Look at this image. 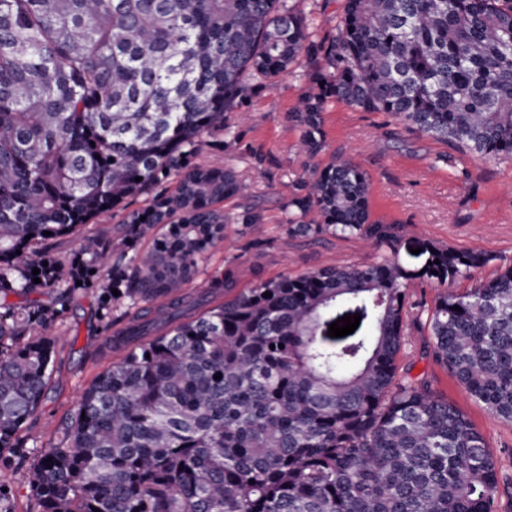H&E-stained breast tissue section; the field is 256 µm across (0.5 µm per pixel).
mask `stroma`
Returning <instances> with one entry per match:
<instances>
[{"mask_svg": "<svg viewBox=\"0 0 512 512\" xmlns=\"http://www.w3.org/2000/svg\"><path fill=\"white\" fill-rule=\"evenodd\" d=\"M312 18L315 40L337 33L344 0H289ZM318 60L298 57L280 74L275 86L258 88L243 100L245 123L236 126L237 138L226 141L223 132L206 136L196 160L233 168L245 182L240 195L225 200L229 216L255 209L259 224H229L223 241L201 257L188 291H204L227 265L237 267L240 287L283 273L299 274L330 266L370 263L378 253L361 238L321 240L291 238L285 232L283 205L294 180L307 174L314 162L331 156L352 160L370 180L373 219L395 227L396 262L407 270L420 269L430 243L473 249L491 261L475 273L489 279L512 265V163L478 160L462 148L419 134L401 120L378 112H362L333 100L323 113L325 150L310 159L299 148V131L289 121L299 99L315 90ZM144 197L126 200L114 211L100 215L77 234L46 241L44 256L70 261L81 244L123 235L122 222L131 211L143 208ZM99 288L75 287L67 312L55 330L62 340L55 361L56 373L45 399L29 421L32 432L42 434L45 446L57 444L59 434L45 423L60 424L75 414L85 389L101 371L119 361L120 353L100 355L108 337L98 313ZM428 340L425 319L410 326L398 364L400 370L424 380L440 397L463 411L480 429L504 476L512 477V424L491 416L450 373L423 353Z\"/></svg>", "mask_w": 512, "mask_h": 512, "instance_id": "1", "label": "stroma"}]
</instances>
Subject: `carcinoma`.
Listing matches in <instances>:
<instances>
[{"label":"carcinoma","mask_w":512,"mask_h":512,"mask_svg":"<svg viewBox=\"0 0 512 512\" xmlns=\"http://www.w3.org/2000/svg\"><path fill=\"white\" fill-rule=\"evenodd\" d=\"M311 24L288 0H0V293L24 297L0 300V465L30 461V512L512 504L482 432L398 367L406 281L470 277L488 254L430 243L420 272L383 254L248 288L228 267L203 294L184 291L226 224L262 222L252 209L225 215L218 204L242 190L236 173L191 157L208 134L235 137L239 102L303 54L326 62L318 92L289 115L308 156L325 149L323 112L336 99L512 162V0H345L328 42L311 40ZM171 177L173 192L156 191ZM369 186L349 159L314 167L284 205L288 237L395 250L391 226L371 219ZM150 192L125 240L92 242L71 263L32 249ZM158 225L147 250L128 255ZM102 277L112 279L102 318L115 300L135 309L112 331L127 352L43 448L21 431L54 370L48 332L68 309L67 284ZM42 287L56 288L48 304L29 299ZM347 311L359 328L328 336ZM428 331L433 360L512 423V266L438 296Z\"/></svg>","instance_id":"carcinoma-1"}]
</instances>
